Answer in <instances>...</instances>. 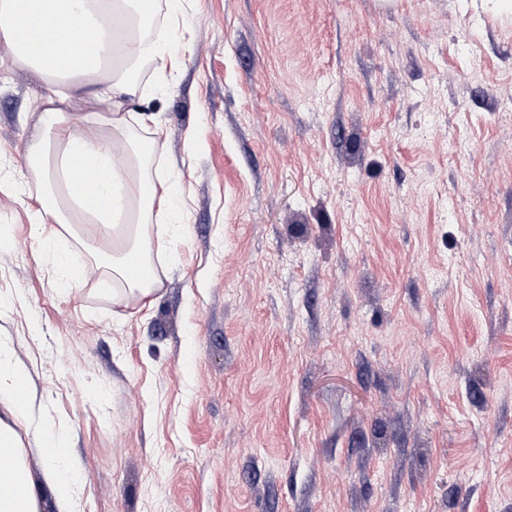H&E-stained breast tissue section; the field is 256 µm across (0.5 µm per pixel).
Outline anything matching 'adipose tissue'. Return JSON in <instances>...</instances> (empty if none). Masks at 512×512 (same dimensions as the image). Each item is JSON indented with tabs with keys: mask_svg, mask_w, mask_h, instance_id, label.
I'll return each mask as SVG.
<instances>
[{
	"mask_svg": "<svg viewBox=\"0 0 512 512\" xmlns=\"http://www.w3.org/2000/svg\"><path fill=\"white\" fill-rule=\"evenodd\" d=\"M157 7L156 0H0V45L17 68L32 72L50 90L34 99L38 123L26 146L34 170L46 177L37 222L62 225L76 238L92 226L108 241L90 263L55 255L58 284L67 291L93 283L116 304L144 302L160 289L152 268L156 213L169 218L171 236L186 231L187 185L168 178L164 190H157L146 170L157 140H133V116L123 110L125 97L138 90L131 74L139 63L151 62L161 77L173 65L179 35L154 28ZM62 19L86 37L87 60L72 55L70 30L58 26ZM28 25L45 28L47 37L26 40ZM93 102L112 109L89 111ZM135 260L149 267L147 277L135 274ZM28 377L25 366L0 360V406L9 414L0 419V512H40L16 431L36 414ZM43 440L52 449L45 477L63 512H79L78 465L56 436Z\"/></svg>",
	"mask_w": 512,
	"mask_h": 512,
	"instance_id": "ef3b65f1",
	"label": "adipose tissue"
}]
</instances>
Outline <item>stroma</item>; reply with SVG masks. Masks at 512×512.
<instances>
[{"instance_id": "35a3bbf8", "label": "stroma", "mask_w": 512, "mask_h": 512, "mask_svg": "<svg viewBox=\"0 0 512 512\" xmlns=\"http://www.w3.org/2000/svg\"><path fill=\"white\" fill-rule=\"evenodd\" d=\"M149 171L190 188L152 303L59 290L0 61V352L81 512H512V14L191 0ZM43 440L45 448H57L55 452L47 455L49 466L45 477L56 491L63 510L60 512H79L78 465L63 451L61 442L56 436L44 434Z\"/></svg>"}]
</instances>
